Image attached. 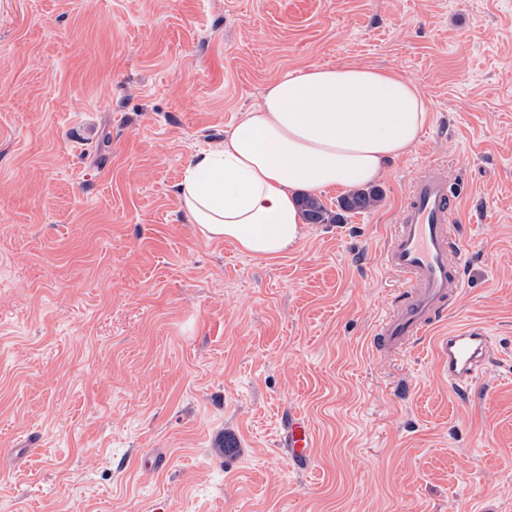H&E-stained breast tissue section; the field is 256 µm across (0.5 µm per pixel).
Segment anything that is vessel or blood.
<instances>
[{
	"mask_svg": "<svg viewBox=\"0 0 512 512\" xmlns=\"http://www.w3.org/2000/svg\"><path fill=\"white\" fill-rule=\"evenodd\" d=\"M458 201L447 180L429 173L408 193L402 216L383 253V264L402 276V305L393 307L379 322L375 340L382 349L402 353L408 343L445 321L451 301L462 288V257L450 242ZM441 342L448 355V383L469 389L492 357L489 337L482 325L449 328ZM284 443L293 461L307 462L313 446L308 420L289 414L283 423Z\"/></svg>",
	"mask_w": 512,
	"mask_h": 512,
	"instance_id": "obj_1",
	"label": "vessel or blood"
}]
</instances>
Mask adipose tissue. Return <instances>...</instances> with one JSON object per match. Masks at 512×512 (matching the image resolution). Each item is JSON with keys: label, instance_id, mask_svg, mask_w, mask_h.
Instances as JSON below:
<instances>
[{"label": "adipose tissue", "instance_id": "adipose-tissue-1", "mask_svg": "<svg viewBox=\"0 0 512 512\" xmlns=\"http://www.w3.org/2000/svg\"><path fill=\"white\" fill-rule=\"evenodd\" d=\"M429 118L425 97L392 71L351 64L292 71L223 140L197 152L178 200L203 238L276 257L306 235L301 194L381 180Z\"/></svg>", "mask_w": 512, "mask_h": 512}]
</instances>
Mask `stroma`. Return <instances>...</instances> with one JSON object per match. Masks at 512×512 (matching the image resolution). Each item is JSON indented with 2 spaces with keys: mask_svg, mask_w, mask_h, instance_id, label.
I'll return each instance as SVG.
<instances>
[{
  "mask_svg": "<svg viewBox=\"0 0 512 512\" xmlns=\"http://www.w3.org/2000/svg\"><path fill=\"white\" fill-rule=\"evenodd\" d=\"M341 63L429 104L383 200L277 258L204 239L195 152ZM431 170L460 198L447 323L497 350L466 394L433 337L372 344ZM0 512H512V0H0ZM284 443L295 463L306 464L313 448L312 431L308 420L300 413H291L283 423Z\"/></svg>",
  "mask_w": 512,
  "mask_h": 512,
  "instance_id": "35a3bbf8",
  "label": "stroma"
}]
</instances>
